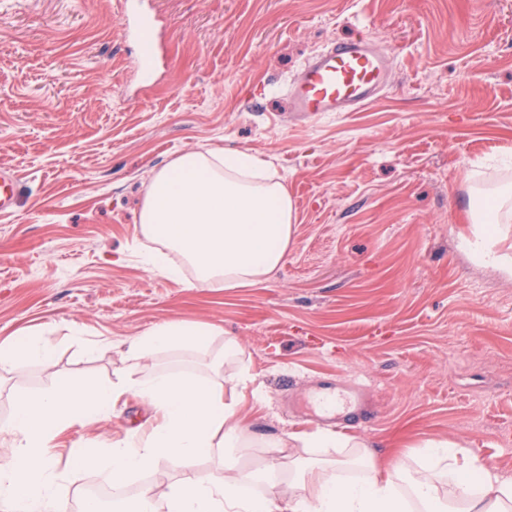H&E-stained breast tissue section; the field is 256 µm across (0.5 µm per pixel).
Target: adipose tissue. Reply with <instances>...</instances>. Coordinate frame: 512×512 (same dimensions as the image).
Masks as SVG:
<instances>
[{"label": "adipose tissue", "instance_id": "ef3b65f1", "mask_svg": "<svg viewBox=\"0 0 512 512\" xmlns=\"http://www.w3.org/2000/svg\"><path fill=\"white\" fill-rule=\"evenodd\" d=\"M490 221L481 223L464 245L474 260L512 277V258L496 247V225L512 193L494 196ZM294 206L269 162L249 153L219 149L176 157L149 179L140 222L151 238L182 258L203 286L247 288L265 282L279 267L292 239ZM219 327L174 321L126 341L123 367L142 368L141 378L120 376L117 383H82L56 378L44 394H18L0 435V506L5 512H67L68 485L97 470L112 482L151 470L165 460L183 472L167 488L141 490L137 512H512V474L482 462L470 449L447 439H428L418 461L395 463L379 473L369 451L359 456L360 474L339 462L307 463L301 472L274 465L256 469L225 464L218 480L200 479L194 462L251 447L234 420L236 401L225 400V386H247V369L226 376L225 360L241 355L235 338L224 339V353L211 360L212 379L203 380L153 363L155 354L179 350L209 352ZM55 358L52 343L22 336L0 345V368L24 359L43 364ZM131 390L146 400L160 421L109 448L73 451L65 484L55 482L49 448L66 427L84 424L108 411Z\"/></svg>", "mask_w": 512, "mask_h": 512}]
</instances>
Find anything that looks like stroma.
Segmentation results:
<instances>
[{
    "mask_svg": "<svg viewBox=\"0 0 512 512\" xmlns=\"http://www.w3.org/2000/svg\"><path fill=\"white\" fill-rule=\"evenodd\" d=\"M153 37L125 38L117 0H0V342L56 346L52 365L0 370V421L57 375L112 381L117 343L169 321L214 324L263 392L226 390L253 439L321 429L314 393L363 388L345 435L379 462L448 439L512 472V279L476 263L477 196L512 184V0H145ZM392 54L356 112L295 116L288 85L334 42ZM204 147L270 160L294 204L283 263L251 288L147 267L149 177ZM132 391L54 441L107 448L150 425ZM354 412L350 415L335 417L332 419L336 425H352L360 421V417H365L369 413V403L365 392L360 388H354L349 392Z\"/></svg>",
    "mask_w": 512,
    "mask_h": 512,
    "instance_id": "obj_1",
    "label": "stroma"
}]
</instances>
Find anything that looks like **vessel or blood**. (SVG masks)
Listing matches in <instances>:
<instances>
[{
	"instance_id": "1",
	"label": "vessel or blood",
	"mask_w": 512,
	"mask_h": 512,
	"mask_svg": "<svg viewBox=\"0 0 512 512\" xmlns=\"http://www.w3.org/2000/svg\"><path fill=\"white\" fill-rule=\"evenodd\" d=\"M391 56L366 38L343 40L309 59L288 88L292 111L350 112L369 105L386 86ZM352 414L337 417L340 425L358 422L369 412L362 389L350 392Z\"/></svg>"
}]
</instances>
